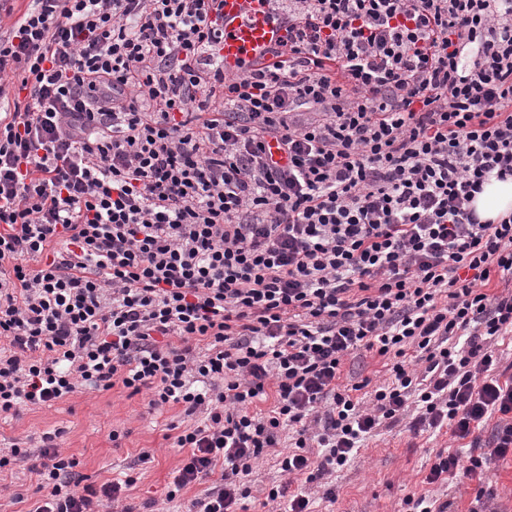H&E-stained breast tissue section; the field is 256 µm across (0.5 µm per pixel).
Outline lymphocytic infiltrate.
Returning a JSON list of instances; mask_svg holds the SVG:
<instances>
[{
  "label": "lymphocytic infiltrate",
  "mask_w": 512,
  "mask_h": 512,
  "mask_svg": "<svg viewBox=\"0 0 512 512\" xmlns=\"http://www.w3.org/2000/svg\"><path fill=\"white\" fill-rule=\"evenodd\" d=\"M14 2L0 415L118 382L204 414L174 440L189 455L166 498L216 472L224 486L188 512H239L281 430L282 471L311 484L412 399L416 433L498 421L486 451L437 457L428 483L483 478L512 452L494 350L512 291L484 290L495 272L512 284V215L470 207L512 177V0H284L286 40L231 75L217 0ZM360 349L392 373L367 405L339 384ZM53 440L32 512H130L134 477L74 490L78 462Z\"/></svg>",
  "instance_id": "1"
}]
</instances>
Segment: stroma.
I'll list each match as a JSON object with an SVG mask.
<instances>
[{"label": "stroma", "instance_id": "35a3bbf8", "mask_svg": "<svg viewBox=\"0 0 512 512\" xmlns=\"http://www.w3.org/2000/svg\"><path fill=\"white\" fill-rule=\"evenodd\" d=\"M391 372L384 358L358 350L344 361L341 382L351 385L368 381L370 388L389 382ZM148 392L130 395L122 385L107 391L80 389L67 399L49 406L26 407L19 414L0 416V448L40 445L46 433H57L56 444L67 457L76 458L75 477L82 484L101 486L133 476L135 485L123 493V502L141 512L145 502H153L154 512H178L181 505L220 489V474L183 490L179 500L166 499L168 488L186 452L174 447L172 427H196L203 414L185 415L182 406L153 410ZM119 440H112V432ZM469 440L456 439L450 427L413 434L408 420L373 432L356 458L343 470L325 475L308 485L303 479L288 480L279 466L291 449L289 439L265 453L248 478L251 496L247 512H286L287 502L265 505V490L287 484L289 493L307 489L315 512H400L406 497L451 501L455 512H479V487L490 488L491 507L512 512V456L493 464L484 480L463 477L428 483L427 476L437 454H459ZM32 459H21L0 472V512H30L39 499ZM19 493L23 502L12 501Z\"/></svg>", "mask_w": 512, "mask_h": 512}]
</instances>
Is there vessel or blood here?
Returning a JSON list of instances; mask_svg holds the SVG:
<instances>
[{"mask_svg": "<svg viewBox=\"0 0 512 512\" xmlns=\"http://www.w3.org/2000/svg\"><path fill=\"white\" fill-rule=\"evenodd\" d=\"M224 69L262 66L271 59L284 31L273 19L270 0H222Z\"/></svg>", "mask_w": 512, "mask_h": 512, "instance_id": "obj_1", "label": "vessel or blood"}]
</instances>
